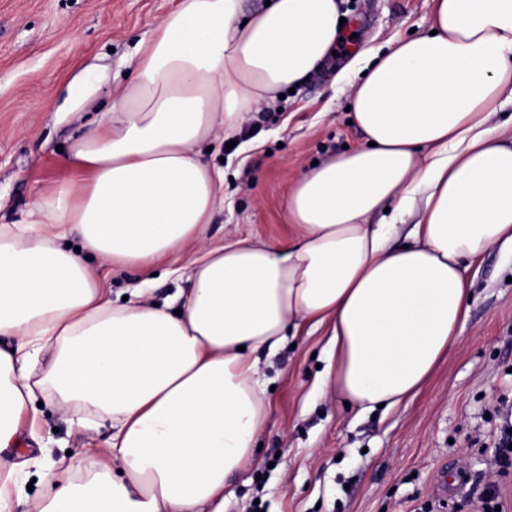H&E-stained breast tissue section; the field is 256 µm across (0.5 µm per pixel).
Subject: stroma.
<instances>
[{
  "label": "stroma",
  "mask_w": 512,
  "mask_h": 512,
  "mask_svg": "<svg viewBox=\"0 0 512 512\" xmlns=\"http://www.w3.org/2000/svg\"><path fill=\"white\" fill-rule=\"evenodd\" d=\"M357 37L269 112L253 113L236 145L208 152L223 163L224 212L212 238L287 242L288 190L313 161L364 145L350 122L349 93L337 76L354 53L370 54L395 36L424 32L432 0H340ZM173 0H0V220L23 218L31 196L78 173L64 161L75 115L105 101L131 75L138 43ZM470 312L458 343L418 394L390 411L356 414L314 389L327 336L298 334L267 362L272 387L267 429L255 467L237 473L224 512H479L477 497L498 484L512 512V467L496 463L512 406V254L491 248L467 271ZM36 433L19 432L0 452V470L18 457L57 467L66 454L102 445L106 428L71 425L51 403ZM464 476V492L440 499L437 476Z\"/></svg>",
  "instance_id": "35a3bbf8"
}]
</instances>
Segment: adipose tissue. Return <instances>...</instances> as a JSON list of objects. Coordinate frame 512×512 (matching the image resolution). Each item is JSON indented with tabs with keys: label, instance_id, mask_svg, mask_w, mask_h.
Returning a JSON list of instances; mask_svg holds the SVG:
<instances>
[{
	"label": "adipose tissue",
	"instance_id": "1",
	"mask_svg": "<svg viewBox=\"0 0 512 512\" xmlns=\"http://www.w3.org/2000/svg\"><path fill=\"white\" fill-rule=\"evenodd\" d=\"M339 15L337 0H176L69 146L88 181L0 224V451L39 392L108 430L44 472L28 512H224L269 420L262 356L326 330L321 388L369 412L458 341L467 264L512 250V132L492 122L512 107V0H433L428 31L379 51L349 93L367 144L291 185L288 244L205 234L224 206L207 148L321 67ZM403 215L408 242L390 246ZM89 254L138 270L126 302ZM163 260L178 288L159 301Z\"/></svg>",
	"mask_w": 512,
	"mask_h": 512
}]
</instances>
